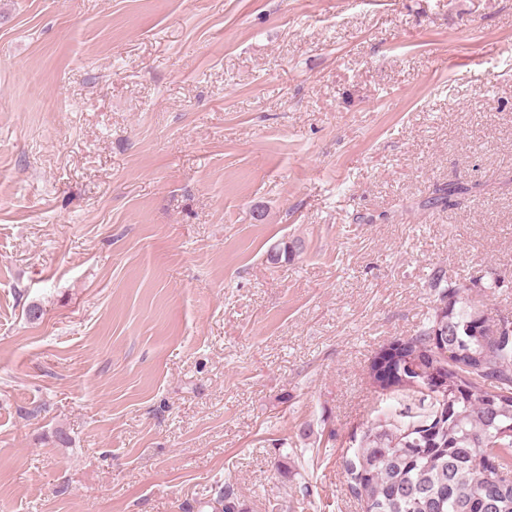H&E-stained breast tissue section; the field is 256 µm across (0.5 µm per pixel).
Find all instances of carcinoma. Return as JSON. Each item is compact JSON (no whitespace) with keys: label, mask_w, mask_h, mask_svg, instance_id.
<instances>
[{"label":"carcinoma","mask_w":512,"mask_h":512,"mask_svg":"<svg viewBox=\"0 0 512 512\" xmlns=\"http://www.w3.org/2000/svg\"><path fill=\"white\" fill-rule=\"evenodd\" d=\"M463 192L448 183L426 205ZM436 306L416 333L372 360L375 392L421 395L420 412L380 418L343 456L350 494L363 512H512V336L443 270L429 281ZM448 329L445 358L434 344ZM221 512H241L233 491H219Z\"/></svg>","instance_id":"1"}]
</instances>
